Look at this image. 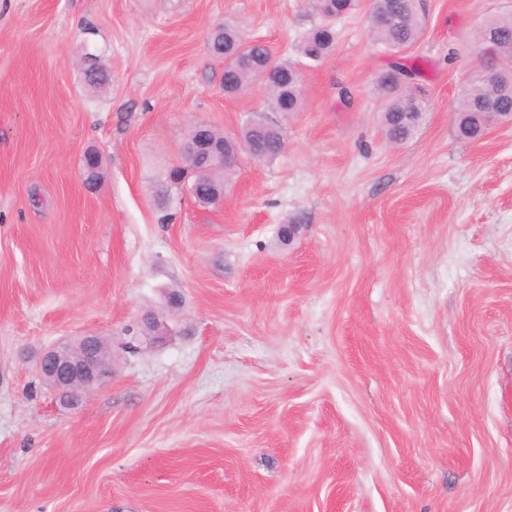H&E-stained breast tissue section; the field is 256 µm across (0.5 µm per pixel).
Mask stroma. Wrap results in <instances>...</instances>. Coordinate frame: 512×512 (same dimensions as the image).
Instances as JSON below:
<instances>
[{"instance_id":"stroma-1","label":"stroma","mask_w":512,"mask_h":512,"mask_svg":"<svg viewBox=\"0 0 512 512\" xmlns=\"http://www.w3.org/2000/svg\"><path fill=\"white\" fill-rule=\"evenodd\" d=\"M510 9L424 0L405 54L429 111L395 145L366 6L285 114L258 84L225 97L207 39L232 22L293 55L305 0H0V512H512V127L451 119L475 30ZM255 114L284 152L161 223L189 130ZM87 332L113 375L70 406L36 363Z\"/></svg>"}]
</instances>
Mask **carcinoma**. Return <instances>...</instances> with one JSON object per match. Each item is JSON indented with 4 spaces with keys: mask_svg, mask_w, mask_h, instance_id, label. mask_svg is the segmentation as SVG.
Here are the masks:
<instances>
[{
    "mask_svg": "<svg viewBox=\"0 0 512 512\" xmlns=\"http://www.w3.org/2000/svg\"><path fill=\"white\" fill-rule=\"evenodd\" d=\"M360 0H307L308 7L321 18L295 48V57H275L262 45H249L239 26L226 23L214 29L208 40L211 55L224 60V94L238 95L258 78L259 70L271 68L272 79L267 88L268 103L273 112H298L302 108L303 67L315 66L335 47V18L354 10ZM392 10L394 20L389 24L369 20L371 39L384 48L400 53L412 46L421 35V5L418 0H371L368 12ZM483 35L498 44L494 63L472 70L466 78L461 96L452 112L459 138L474 140L481 136L497 112H512V11L498 12L483 21ZM84 78L88 86L97 88L106 81L105 71L97 56L87 53L83 59ZM402 81L386 82L385 75L376 79L375 91L380 100L379 122L386 139L401 143L413 138L422 126L427 104L412 89L411 80L418 73L416 61L392 63ZM493 71L488 76L487 71ZM271 124L260 117L247 119L237 136L214 132L216 140L224 142V151L234 152L240 145L254 144L263 154V161L276 160L284 149V141L262 133ZM233 167L224 158L208 159L203 155L182 151L177 163L171 165L157 193V206L167 207L171 193L182 190L184 180L191 178L199 199L196 203L210 205L224 196V175Z\"/></svg>",
    "mask_w": 512,
    "mask_h": 512,
    "instance_id": "obj_1",
    "label": "carcinoma"
}]
</instances>
